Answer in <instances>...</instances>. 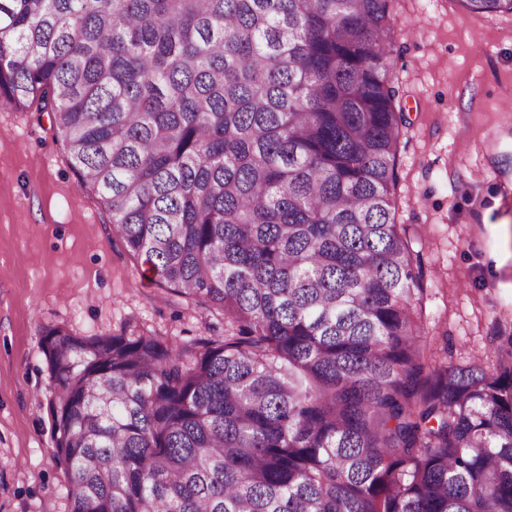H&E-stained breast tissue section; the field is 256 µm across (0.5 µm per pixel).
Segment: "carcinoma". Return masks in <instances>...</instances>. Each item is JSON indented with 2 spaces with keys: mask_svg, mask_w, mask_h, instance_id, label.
<instances>
[{
  "mask_svg": "<svg viewBox=\"0 0 512 512\" xmlns=\"http://www.w3.org/2000/svg\"><path fill=\"white\" fill-rule=\"evenodd\" d=\"M512 13V0H460ZM389 0H0V102L224 335L42 331L69 512H512L511 348L432 361Z\"/></svg>",
  "mask_w": 512,
  "mask_h": 512,
  "instance_id": "obj_1",
  "label": "carcinoma"
}]
</instances>
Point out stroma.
<instances>
[{
    "mask_svg": "<svg viewBox=\"0 0 512 512\" xmlns=\"http://www.w3.org/2000/svg\"><path fill=\"white\" fill-rule=\"evenodd\" d=\"M392 12L396 221L430 281L431 350L463 364L512 339V14L473 16L459 0H392ZM47 326L181 343L223 335L224 316L160 288L113 237L53 113L0 107V512H68Z\"/></svg>",
    "mask_w": 512,
    "mask_h": 512,
    "instance_id": "stroma-1",
    "label": "stroma"
}]
</instances>
